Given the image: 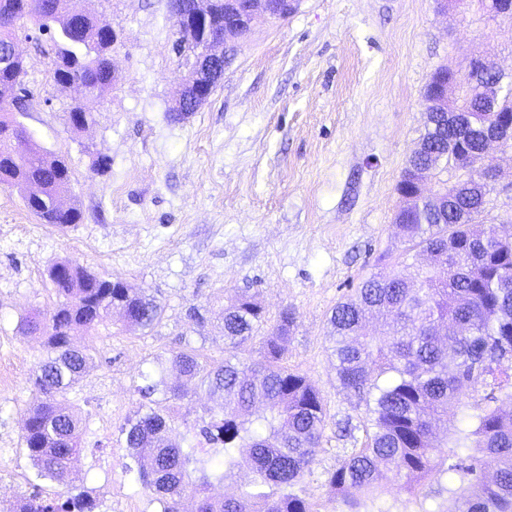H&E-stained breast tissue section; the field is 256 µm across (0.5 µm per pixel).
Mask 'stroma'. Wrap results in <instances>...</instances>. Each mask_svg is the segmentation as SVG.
<instances>
[{
  "label": "stroma",
  "instance_id": "1",
  "mask_svg": "<svg viewBox=\"0 0 512 512\" xmlns=\"http://www.w3.org/2000/svg\"><path fill=\"white\" fill-rule=\"evenodd\" d=\"M72 9L113 27L121 79L87 101L85 127L68 121L72 98L52 77L50 41L18 22L29 92L23 123L34 139L69 159L82 219L44 224L16 187L0 183V512L40 485L22 446L30 377L42 339L20 320L50 316L57 298L46 270L73 259L88 270L142 288L161 302L153 330L128 331L121 318L74 341L89 346L71 402L82 421L74 464L100 512H159L129 461L121 428L135 418L137 388L156 361L180 351L223 361L225 305L258 296L269 320L291 308L290 368L318 389L323 444L303 496L340 512L326 483L347 448L364 443L365 408L336 380L328 351L332 309L374 274L401 270L404 245L393 215L396 184L427 123L422 94L446 66L464 77L472 58L512 73V19L493 18L481 0L442 11L437 0H301L282 19L260 21L209 99L175 119L186 79L173 50L168 0H70ZM112 160L93 171L97 154ZM498 178L481 220L512 234V148L492 146ZM202 319L193 321L190 309ZM160 407L175 411V439L205 447L200 434L222 400L200 392ZM352 418L353 438L336 423Z\"/></svg>",
  "mask_w": 512,
  "mask_h": 512
}]
</instances>
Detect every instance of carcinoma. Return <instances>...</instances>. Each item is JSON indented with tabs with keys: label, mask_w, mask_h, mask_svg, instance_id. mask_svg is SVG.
Here are the masks:
<instances>
[{
	"label": "carcinoma",
	"mask_w": 512,
	"mask_h": 512,
	"mask_svg": "<svg viewBox=\"0 0 512 512\" xmlns=\"http://www.w3.org/2000/svg\"><path fill=\"white\" fill-rule=\"evenodd\" d=\"M69 0H0V15L27 17L49 30L56 82H87L102 95L114 84V64L103 20L84 16L82 37L72 40ZM23 59L0 60V183L19 189L41 187L39 201L24 200L44 224L66 227L81 213L58 203L70 192L66 158L29 140L15 150L12 141L28 90ZM501 82L496 100L478 90L484 79ZM455 114H437L421 140L428 149L413 153L397 183L407 196L409 175L416 170L428 180L453 167L469 177L440 185L446 204L438 207L416 197L400 206L394 223L407 244L405 253L427 255L413 271L367 279L332 310L328 320L331 357L336 379L364 404L368 437L363 448H350L342 463L328 473L327 484L340 496L341 512H391L383 499L395 483L415 496L434 473L438 487L430 498L445 499L433 512H512V415L498 403L512 401V375L498 374L497 353H512V237L496 224H484L487 184L474 180L489 165L479 123L512 114V75L495 65L456 81ZM48 278L58 297L48 321L21 319V329L45 334V355L34 370V387L41 398L26 410L24 444L40 478L65 485L52 497L35 489L18 512H97L99 503L75 485L71 463L81 451V426L69 411L68 394L83 376L88 355L73 345L72 333L95 330L124 310L123 324L152 329L163 309L155 297L127 283L90 272L77 262L56 261ZM383 315L379 336L365 332L369 313ZM267 322L266 311L249 294L224 308V344L233 347L254 338ZM295 322L288 308L279 313L272 331L263 337L262 360L251 365L224 358L218 365L202 364L189 352L173 355L171 364L185 382L169 384L165 375H143L137 388L145 399L156 393L181 398L188 391L220 394L224 410L201 428L213 454L184 447L171 438L169 419L152 406L122 432L138 466V481L155 496L161 512H181L186 498L196 512H313L299 485L313 474L324 432L320 394L303 375L282 365L284 343ZM484 388L481 402L463 397ZM448 424L440 453L430 426ZM252 477L234 497L208 495L215 483L231 479L242 463Z\"/></svg>",
	"instance_id": "carcinoma-1"
}]
</instances>
